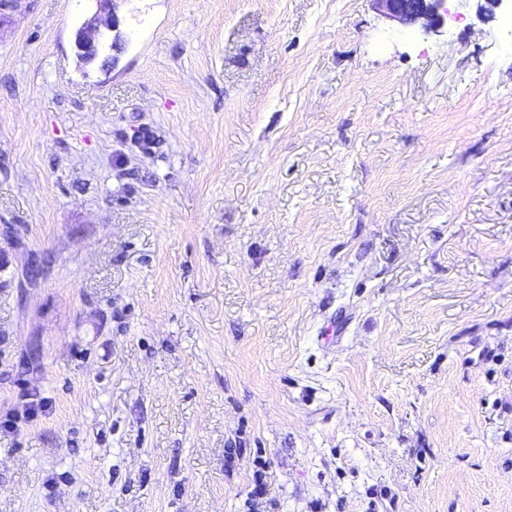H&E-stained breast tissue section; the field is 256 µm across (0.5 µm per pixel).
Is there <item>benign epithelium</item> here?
I'll list each match as a JSON object with an SVG mask.
<instances>
[{
	"mask_svg": "<svg viewBox=\"0 0 512 512\" xmlns=\"http://www.w3.org/2000/svg\"><path fill=\"white\" fill-rule=\"evenodd\" d=\"M95 12L76 29L74 44L78 59L84 64L96 62L99 58L117 61L105 56V49H121L123 42L119 31L120 20L116 14L118 0H93ZM377 9L388 18L404 26H420L434 29L443 23L448 14L447 0H374ZM481 17L492 18L506 6L512 7V0H478Z\"/></svg>",
	"mask_w": 512,
	"mask_h": 512,
	"instance_id": "7a95c632",
	"label": "benign epithelium"
}]
</instances>
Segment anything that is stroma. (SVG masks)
Listing matches in <instances>:
<instances>
[{"instance_id":"stroma-1","label":"stroma","mask_w":512,"mask_h":512,"mask_svg":"<svg viewBox=\"0 0 512 512\" xmlns=\"http://www.w3.org/2000/svg\"><path fill=\"white\" fill-rule=\"evenodd\" d=\"M94 10L0 14V512H512L503 16ZM119 1L93 0L96 3L95 12L80 24L74 34L77 57L82 63L91 64L101 57L107 63L109 57L105 55V49L111 34L109 48L112 52L121 49L124 39L119 31L120 20L116 14V2Z\"/></svg>"}]
</instances>
